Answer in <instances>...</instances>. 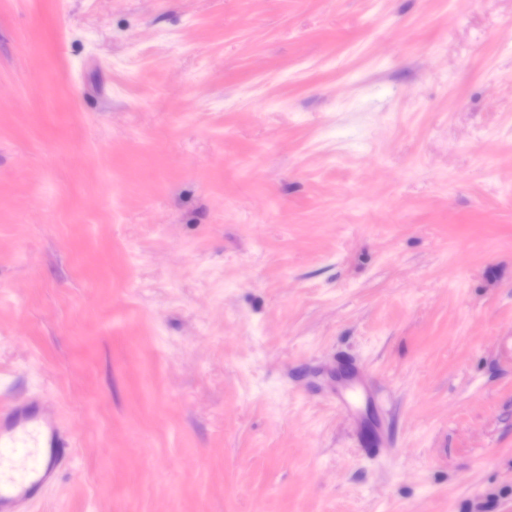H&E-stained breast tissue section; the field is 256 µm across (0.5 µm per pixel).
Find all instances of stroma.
Returning a JSON list of instances; mask_svg holds the SVG:
<instances>
[{
  "mask_svg": "<svg viewBox=\"0 0 512 512\" xmlns=\"http://www.w3.org/2000/svg\"><path fill=\"white\" fill-rule=\"evenodd\" d=\"M26 512H512V0H0ZM23 444L24 448H16ZM70 441L46 407L0 406V511L19 512L56 477Z\"/></svg>",
  "mask_w": 512,
  "mask_h": 512,
  "instance_id": "1",
  "label": "stroma"
}]
</instances>
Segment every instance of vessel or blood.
<instances>
[{
	"mask_svg": "<svg viewBox=\"0 0 512 512\" xmlns=\"http://www.w3.org/2000/svg\"><path fill=\"white\" fill-rule=\"evenodd\" d=\"M70 441L47 408L0 406V512H18L51 484Z\"/></svg>",
	"mask_w": 512,
	"mask_h": 512,
	"instance_id": "obj_1",
	"label": "vessel or blood"
}]
</instances>
